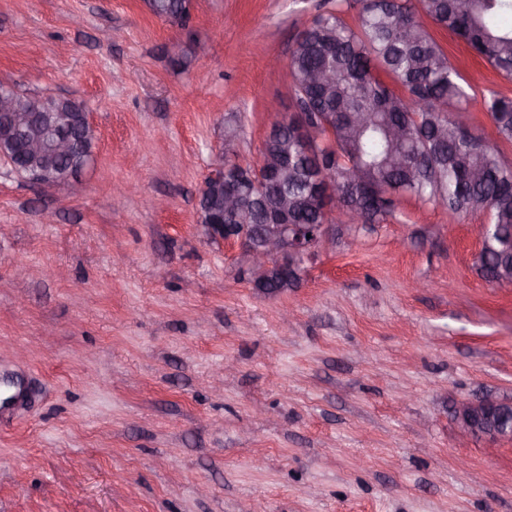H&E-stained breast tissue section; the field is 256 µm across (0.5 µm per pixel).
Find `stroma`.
Returning <instances> with one entry per match:
<instances>
[{"label": "stroma", "mask_w": 512, "mask_h": 512, "mask_svg": "<svg viewBox=\"0 0 512 512\" xmlns=\"http://www.w3.org/2000/svg\"><path fill=\"white\" fill-rule=\"evenodd\" d=\"M336 0H0V78L91 112L96 161L35 190L0 164V512H512V284L481 213L412 198L253 288L198 222L207 173L293 110L289 50ZM478 94L503 77L432 28ZM135 193L114 205V186ZM187 2L188 0H152L148 5L152 13L161 19L173 16L165 19L171 24L180 25V20L174 17L185 19L182 24L185 27L190 20ZM509 409L512 415L511 400L489 395L459 403L454 413L461 427L467 432L490 439L512 438V426L508 429L503 423Z\"/></svg>", "instance_id": "obj_1"}]
</instances>
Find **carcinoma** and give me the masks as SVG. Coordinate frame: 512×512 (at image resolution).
Masks as SVG:
<instances>
[{
  "label": "carcinoma",
  "mask_w": 512,
  "mask_h": 512,
  "mask_svg": "<svg viewBox=\"0 0 512 512\" xmlns=\"http://www.w3.org/2000/svg\"><path fill=\"white\" fill-rule=\"evenodd\" d=\"M188 0H151L159 17H180L188 24ZM449 29L506 78L512 77V0H361L354 24L342 3L317 16L296 37L289 53L294 98L303 110L320 114L336 131L355 116L366 123L352 141L331 139L326 128L314 152L336 174L342 213L363 209L379 224L397 202L409 196L453 214L483 212L491 227L484 236L477 270L486 280L512 283V166L478 137L462 136L458 112H468L476 95L466 91L459 72L433 38L426 21ZM327 72L331 81L315 75ZM383 72L399 85L378 78ZM499 137L512 142V99L491 94L480 100ZM43 112L79 115L82 107L62 97H43ZM408 131L390 137L393 127ZM268 143L271 156L285 165L276 176L247 181L239 214L242 224H265L270 212L288 199L296 224H322L325 215L311 179L314 159L305 154L290 126L281 121ZM402 164L390 163L392 153ZM362 171L365 183H345Z\"/></svg>",
  "instance_id": "obj_1"
}]
</instances>
